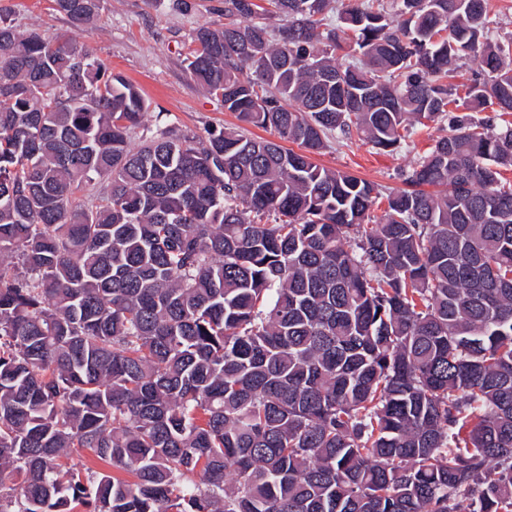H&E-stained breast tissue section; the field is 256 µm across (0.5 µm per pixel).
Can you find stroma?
Here are the masks:
<instances>
[{
    "label": "stroma",
    "instance_id": "obj_1",
    "mask_svg": "<svg viewBox=\"0 0 512 512\" xmlns=\"http://www.w3.org/2000/svg\"><path fill=\"white\" fill-rule=\"evenodd\" d=\"M193 7L176 9L173 0H99L93 23L75 29L55 9L53 0H0V13L9 15L21 31L36 30L85 43L97 57L138 86L150 104L145 125L163 113L169 124L200 134L212 127L239 125L223 103L203 91L185 70L183 59L197 28L224 20V0H191ZM436 125L414 126L396 152L377 150L358 141L333 145L315 161L343 170L386 189L401 188L397 174L410 168L437 136Z\"/></svg>",
    "mask_w": 512,
    "mask_h": 512
}]
</instances>
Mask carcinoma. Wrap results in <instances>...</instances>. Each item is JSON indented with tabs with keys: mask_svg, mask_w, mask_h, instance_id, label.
I'll use <instances>...</instances> for the list:
<instances>
[{
	"mask_svg": "<svg viewBox=\"0 0 512 512\" xmlns=\"http://www.w3.org/2000/svg\"><path fill=\"white\" fill-rule=\"evenodd\" d=\"M422 2L197 29L190 77L296 151L145 128L85 46L0 17V512H512V37ZM443 119L404 189L313 161Z\"/></svg>",
	"mask_w": 512,
	"mask_h": 512,
	"instance_id": "carcinoma-1",
	"label": "carcinoma"
}]
</instances>
